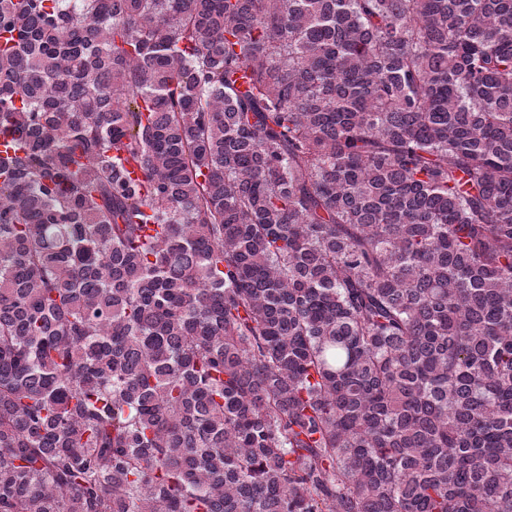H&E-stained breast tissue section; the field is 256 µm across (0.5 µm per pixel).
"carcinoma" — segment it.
<instances>
[{
    "mask_svg": "<svg viewBox=\"0 0 512 512\" xmlns=\"http://www.w3.org/2000/svg\"><path fill=\"white\" fill-rule=\"evenodd\" d=\"M0 135V512H512V0H0Z\"/></svg>",
    "mask_w": 512,
    "mask_h": 512,
    "instance_id": "carcinoma-1",
    "label": "carcinoma"
}]
</instances>
